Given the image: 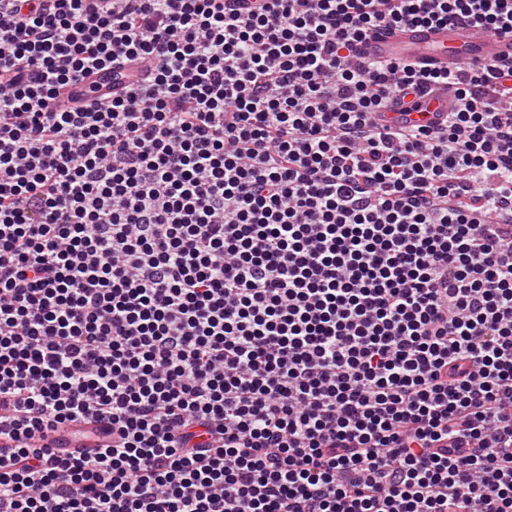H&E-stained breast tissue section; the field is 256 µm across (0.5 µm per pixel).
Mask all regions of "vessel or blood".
Segmentation results:
<instances>
[{
  "label": "vessel or blood",
  "mask_w": 512,
  "mask_h": 512,
  "mask_svg": "<svg viewBox=\"0 0 512 512\" xmlns=\"http://www.w3.org/2000/svg\"><path fill=\"white\" fill-rule=\"evenodd\" d=\"M372 59L396 58L455 70L468 65H486L512 58V37L487 35L452 24L435 27L405 26L370 36L361 45ZM453 88L444 86L402 103L386 112L385 119L401 123L412 118L429 124L441 119L454 106Z\"/></svg>",
  "instance_id": "obj_1"
}]
</instances>
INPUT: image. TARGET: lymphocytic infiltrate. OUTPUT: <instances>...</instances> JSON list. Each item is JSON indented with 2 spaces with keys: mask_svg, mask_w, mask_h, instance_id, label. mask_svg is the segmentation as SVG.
<instances>
[{
  "mask_svg": "<svg viewBox=\"0 0 512 512\" xmlns=\"http://www.w3.org/2000/svg\"><path fill=\"white\" fill-rule=\"evenodd\" d=\"M448 23L512 0H0V512H512V59L357 56ZM410 99L411 97L406 98L405 103H400L392 111L386 112L385 120L388 122L385 123H401L410 118L434 124L453 108L455 93L453 88L444 86L420 95L414 99L418 104L417 110H409L413 104ZM407 112L411 113L408 115Z\"/></svg>",
  "mask_w": 512,
  "mask_h": 512,
  "instance_id": "1",
  "label": "lymphocytic infiltrate"
}]
</instances>
